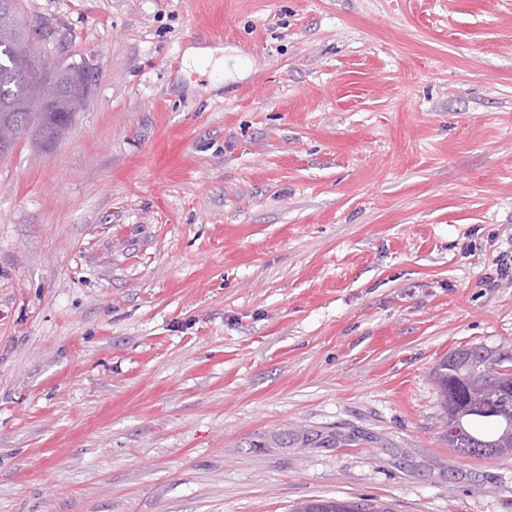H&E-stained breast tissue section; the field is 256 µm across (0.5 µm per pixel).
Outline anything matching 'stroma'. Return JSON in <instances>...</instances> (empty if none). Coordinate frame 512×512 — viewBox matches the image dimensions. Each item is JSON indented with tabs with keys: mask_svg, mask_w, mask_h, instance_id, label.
<instances>
[{
	"mask_svg": "<svg viewBox=\"0 0 512 512\" xmlns=\"http://www.w3.org/2000/svg\"><path fill=\"white\" fill-rule=\"evenodd\" d=\"M22 8L91 90L0 157V512H512L432 379L512 354V0ZM362 508L337 499H314L302 503L293 512H359Z\"/></svg>",
	"mask_w": 512,
	"mask_h": 512,
	"instance_id": "stroma-1",
	"label": "stroma"
}]
</instances>
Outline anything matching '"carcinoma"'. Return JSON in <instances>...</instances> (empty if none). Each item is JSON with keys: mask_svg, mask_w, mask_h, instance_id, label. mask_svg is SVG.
Listing matches in <instances>:
<instances>
[{"mask_svg": "<svg viewBox=\"0 0 512 512\" xmlns=\"http://www.w3.org/2000/svg\"><path fill=\"white\" fill-rule=\"evenodd\" d=\"M37 35V29L24 16L21 0H0V127L8 126L13 131V139L0 144L1 156L14 148L21 133L49 145L57 140L55 129L59 121L63 119L69 126L74 120L68 114L48 111L52 101L73 90L63 67L50 70L39 65L33 72L42 85L44 98L38 101L32 96L29 64L21 59L16 43H28ZM511 360L482 346H472L449 354L433 370L443 419L449 420L455 430L447 439L448 446L466 458L499 457L503 455L500 444L512 442V390L506 386L498 394L475 397L476 389L485 383V372ZM450 392L467 406L466 412L451 419ZM295 512H361V508L337 499H314L301 504Z\"/></svg>", "mask_w": 512, "mask_h": 512, "instance_id": "carcinoma-1", "label": "carcinoma"}]
</instances>
